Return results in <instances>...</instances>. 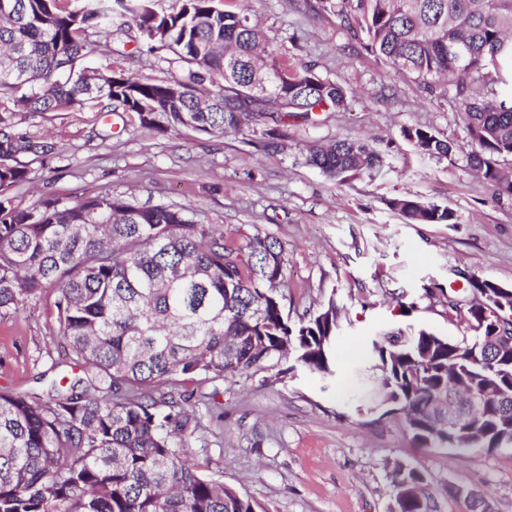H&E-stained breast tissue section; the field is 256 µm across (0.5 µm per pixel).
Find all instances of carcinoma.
I'll return each instance as SVG.
<instances>
[{
  "instance_id": "carcinoma-1",
  "label": "carcinoma",
  "mask_w": 512,
  "mask_h": 512,
  "mask_svg": "<svg viewBox=\"0 0 512 512\" xmlns=\"http://www.w3.org/2000/svg\"><path fill=\"white\" fill-rule=\"evenodd\" d=\"M156 0H0V318L54 290L60 356L81 371L54 383L48 399L0 392V512H256V503L186 459L195 422L188 381L219 380L294 355L290 370L336 382V306L296 323L278 294L286 249L270 235L240 244L201 211L141 205L102 192L73 205L45 200L27 209L12 191L30 162L53 146L18 130L21 113L75 108L111 112L142 131L180 126L204 135L254 132L278 151L288 120L312 123L344 110L347 90L317 65L294 66L247 13L224 0H182L159 13ZM340 27L396 73L448 80L471 150L467 165L496 198H512V0H320ZM165 51L180 73L130 77L81 66L112 42ZM181 89L178 99L172 86ZM403 136L416 151L453 160L457 143L428 127ZM306 163L338 184L384 174L381 154L337 138L306 146ZM390 206L410 224H454L428 200ZM508 322L496 303L473 305L467 322ZM468 339L406 323L377 333L360 378L366 412L386 405L405 418L421 447L448 445L438 401L453 395L448 362L482 392L495 384L492 416L470 447H512L502 413H512V357L474 353ZM398 512H438L419 469L393 465ZM470 512H491L480 492L450 485Z\"/></svg>"
}]
</instances>
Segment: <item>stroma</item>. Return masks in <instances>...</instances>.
I'll return each mask as SVG.
<instances>
[{"label": "stroma", "mask_w": 512, "mask_h": 512, "mask_svg": "<svg viewBox=\"0 0 512 512\" xmlns=\"http://www.w3.org/2000/svg\"><path fill=\"white\" fill-rule=\"evenodd\" d=\"M224 7L248 8L281 57L317 64L347 88L348 109L323 113L315 125L292 121L277 152L250 132L150 134L89 109L28 118L22 130L55 149L32 162L15 205L72 204L109 191L145 205L199 207L227 241L267 233L284 243L279 295L291 321L335 304L342 388L326 390L314 375L277 367L185 385L223 411L218 418L198 406L189 464L220 475L258 512H389L397 461L429 477L439 512H468L446 494L450 484L485 494L492 512H512V448H421L401 415L360 413L344 402L352 369L377 331L408 320L460 340L472 331L463 314L449 311L442 289H462L473 274L512 288V199H495L464 153L448 161L414 149L403 136L414 126L465 144L460 118L425 85L365 51L319 0H225ZM83 64L133 77L171 73L167 62L131 46L112 55L95 48ZM356 137L383 155L385 176L339 185L305 161L308 143ZM417 196L448 207L456 223L409 224L389 206ZM400 293L416 305L406 318L393 301ZM53 300L46 290L0 319V390L42 395L51 382L78 376L59 359Z\"/></svg>", "instance_id": "1"}]
</instances>
